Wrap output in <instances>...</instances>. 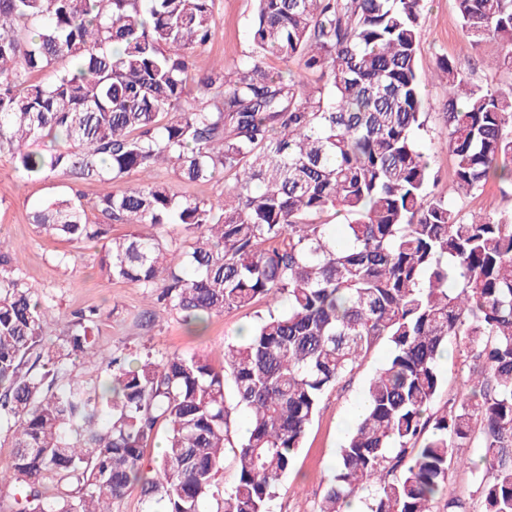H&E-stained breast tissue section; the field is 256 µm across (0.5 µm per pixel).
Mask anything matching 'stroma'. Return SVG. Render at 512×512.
Instances as JSON below:
<instances>
[{
  "mask_svg": "<svg viewBox=\"0 0 512 512\" xmlns=\"http://www.w3.org/2000/svg\"><path fill=\"white\" fill-rule=\"evenodd\" d=\"M252 14L253 0H216L215 35L205 51L196 56L197 71H208L219 61L231 66L244 60L251 49ZM459 30L455 0H427L420 21L418 71L430 73L441 59L449 58L478 84H511L512 71L501 65L499 43L489 38L477 48L467 50L461 44ZM424 95L426 128L418 141L435 175V193L456 199L466 214L476 211L496 216L512 211V184L490 183L474 196L456 198L454 161L448 151L444 117L448 95L438 83L426 84ZM99 190L97 182H76L61 174L47 180L23 177L14 171L8 156L0 155V235L10 238L16 246L11 255L12 265L36 295L54 306L60 323L53 326V333H60L61 322L69 320L77 310L94 307L99 311L94 330L97 353L77 361L73 373L95 382L104 376L98 353L122 352L132 358L147 351L157 357L175 351L202 354L216 370H223L225 342L238 339L240 330L255 326L258 313L267 308L266 300L213 315L204 333L193 335L187 332L178 315L160 305H149L140 288L102 277L100 246L74 245L37 232L32 213L40 203L60 193L77 195L90 203L96 200ZM63 253L73 255V262L59 264L57 257ZM149 309L157 317L151 325L144 316ZM389 353V345L379 343L346 382L323 396L293 467L270 503L271 512H318L350 423L349 412L362 399L368 380Z\"/></svg>",
  "mask_w": 512,
  "mask_h": 512,
  "instance_id": "obj_1",
  "label": "stroma"
}]
</instances>
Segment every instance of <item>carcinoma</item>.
I'll return each mask as SVG.
<instances>
[{"mask_svg": "<svg viewBox=\"0 0 512 512\" xmlns=\"http://www.w3.org/2000/svg\"><path fill=\"white\" fill-rule=\"evenodd\" d=\"M462 44L498 39L512 68V0H456ZM215 0H0V154L29 178L95 180L33 212L39 233L105 242L100 270L137 284L194 331L264 298L248 336L204 356L100 354L90 383L69 367L92 349L97 309L52 340L0 238V471L10 512H112L134 486L145 512H203L237 461L224 512H270L323 395L381 342L388 360L336 457L320 512L363 496L368 512H434L452 465L477 474L480 512H512V214L466 216L431 189L418 143L424 0H254L251 51L206 74L194 54ZM271 57L301 63L268 69ZM446 131L458 194L512 182V85L489 88L442 60ZM200 97L186 105L189 83ZM45 144L38 150L35 143ZM165 165L183 181L233 176L215 200L181 197L130 172ZM96 210L105 222L89 219ZM342 214L348 222L324 220ZM114 224L136 230L110 235ZM163 225L190 241L172 266ZM449 351L470 364L450 410H428ZM247 415L236 439L232 415ZM156 466L144 448L159 426ZM479 448L475 461L459 448ZM237 479V468L231 448H226L224 452V463L222 469L216 476V486L218 493L214 498L208 500L204 510L208 512H224V489H229ZM217 489H215L217 491ZM219 503V506H218Z\"/></svg>", "mask_w": 512, "mask_h": 512, "instance_id": "cac0c4a2", "label": "carcinoma"}]
</instances>
